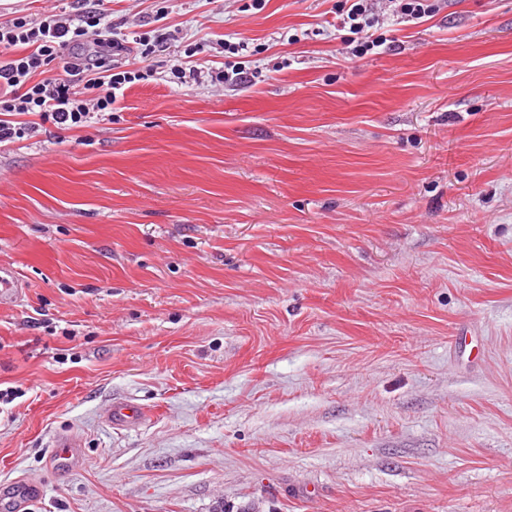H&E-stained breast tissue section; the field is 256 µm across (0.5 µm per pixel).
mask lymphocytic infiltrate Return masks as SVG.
<instances>
[{
  "instance_id": "1",
  "label": "lymphocytic infiltrate",
  "mask_w": 512,
  "mask_h": 512,
  "mask_svg": "<svg viewBox=\"0 0 512 512\" xmlns=\"http://www.w3.org/2000/svg\"><path fill=\"white\" fill-rule=\"evenodd\" d=\"M345 3L341 22L357 36L355 54L381 46L368 0ZM98 18L102 27L93 32L66 12L0 23V143L23 139L39 121L69 130L111 111L122 94L112 62L124 46L111 36L107 11Z\"/></svg>"
}]
</instances>
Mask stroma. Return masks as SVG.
I'll return each mask as SVG.
<instances>
[{"label": "stroma", "mask_w": 512, "mask_h": 512, "mask_svg": "<svg viewBox=\"0 0 512 512\" xmlns=\"http://www.w3.org/2000/svg\"><path fill=\"white\" fill-rule=\"evenodd\" d=\"M343 3L109 0L152 71L0 143V512H512V0L361 57ZM192 55L186 58L180 56L170 60L169 73L174 79H177L181 85L187 83L186 78L195 80L198 75L203 72L201 69L205 68L201 63L196 60H190ZM201 66V67H199ZM143 418V411L131 402H114L105 409V419L112 426L130 428ZM51 448H54L52 456L56 463L69 470L78 458L82 442L70 432L56 433L51 437Z\"/></svg>", "instance_id": "35a3bbf8"}]
</instances>
